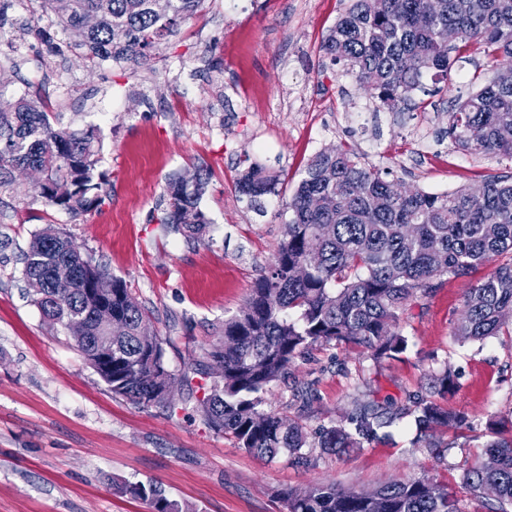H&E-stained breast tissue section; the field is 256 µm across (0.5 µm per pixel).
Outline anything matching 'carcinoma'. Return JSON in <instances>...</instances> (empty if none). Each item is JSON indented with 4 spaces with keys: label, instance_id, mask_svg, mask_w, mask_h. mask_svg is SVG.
<instances>
[{
    "label": "carcinoma",
    "instance_id": "obj_1",
    "mask_svg": "<svg viewBox=\"0 0 512 512\" xmlns=\"http://www.w3.org/2000/svg\"><path fill=\"white\" fill-rule=\"evenodd\" d=\"M343 8L322 48L352 75L372 99L393 112L425 90L423 77H448L458 61L476 55L489 64L512 59V0H340ZM62 30L77 28L87 14L97 25L77 47L92 63L106 59L145 60L158 40L192 19L202 0H42ZM452 31L447 44L442 33ZM448 134L473 154L512 158V78L496 76L448 113ZM91 131L55 128L40 102L20 98L0 111V187L13 170L38 166L45 172L41 197L78 214L99 201L94 181ZM278 176L252 165L237 180L238 193L262 210ZM383 171L361 163L350 150L321 151L307 164L286 203L288 222L268 272L258 279L246 306L224 320V342L207 352L209 386L196 411L209 428L235 439L238 447L274 459L320 448L341 452L388 436L397 414L362 403L346 421L311 435L297 420L264 409L263 394L288 376L294 359L314 346H354L378 361L409 350L400 314L419 293L429 294L444 276L483 275L464 297L455 328L462 342H483L512 325V177L481 182L473 196L461 187L432 194L413 189L390 194ZM206 178L175 177L160 223L200 238L208 219L199 208ZM25 276L34 302L52 325L67 328L82 318L86 331L68 333L96 367L94 337L111 318L125 323L112 341V373L99 377L112 393L137 405L170 403L177 382L165 360L164 341L146 350L138 342L149 317L120 279L112 280V302L86 293L104 272L78 251L64 232L47 226L25 255ZM73 287L59 295L57 277ZM446 368L416 395L415 445L440 448L443 428L469 427L466 417L442 403L454 391ZM484 455L462 473V485L476 496L496 488V499L512 505V434L489 424ZM116 490L150 506L151 512H194L167 499L153 484L125 482ZM286 512H461L448 488L429 479L394 482L370 492L335 484L283 489Z\"/></svg>",
    "mask_w": 512,
    "mask_h": 512
}]
</instances>
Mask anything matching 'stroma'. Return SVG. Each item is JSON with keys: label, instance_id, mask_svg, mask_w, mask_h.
<instances>
[{"label": "stroma", "instance_id": "35a3bbf8", "mask_svg": "<svg viewBox=\"0 0 512 512\" xmlns=\"http://www.w3.org/2000/svg\"><path fill=\"white\" fill-rule=\"evenodd\" d=\"M204 0L150 60L89 64L75 36L40 0H0V103L40 98L63 128L93 131L94 180L102 202L75 215L40 197L38 177L15 172L0 188V512H150L116 493L122 481L152 482L195 512H284L281 489L334 483L371 491L428 477L447 485L462 512H489L494 498L463 489L467 464L484 452L487 424L512 421V336L460 343L453 330L474 277H446L400 316L411 340L399 358L317 347L296 358L268 411L308 432L345 419L355 398L407 409L426 376L448 368L450 408L469 428L448 430L442 457L413 444L403 417L390 438L306 460L267 461L207 428L193 407L204 394L200 365L224 339V320L244 307L283 239L285 204L308 160L337 147L392 182L441 193L512 174V159L472 155L448 134V114L488 84L482 59L426 76L431 96L378 119L381 107L322 49L339 0ZM56 32L47 53L36 28ZM279 176L263 211L236 190L252 164ZM209 175L199 207L204 239L160 222L170 178ZM69 234L107 277L123 280L165 342L178 382L171 407L113 395L61 328L47 324L23 279V254L46 226Z\"/></svg>", "mask_w": 512, "mask_h": 512}]
</instances>
